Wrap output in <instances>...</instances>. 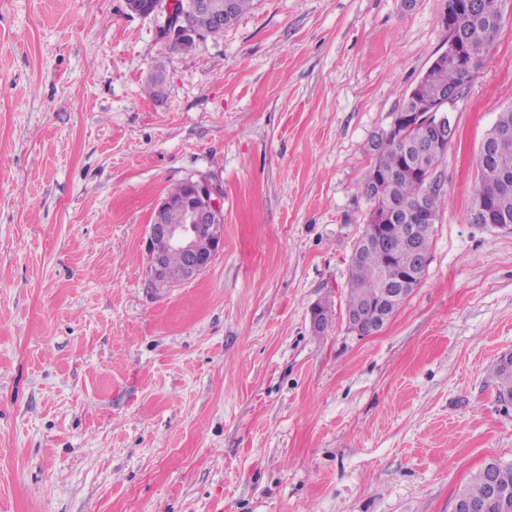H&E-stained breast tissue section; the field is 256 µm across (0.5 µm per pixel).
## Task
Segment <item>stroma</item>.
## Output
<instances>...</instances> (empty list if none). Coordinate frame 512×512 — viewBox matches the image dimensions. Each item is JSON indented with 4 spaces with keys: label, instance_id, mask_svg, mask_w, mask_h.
<instances>
[{
    "label": "stroma",
    "instance_id": "1",
    "mask_svg": "<svg viewBox=\"0 0 512 512\" xmlns=\"http://www.w3.org/2000/svg\"><path fill=\"white\" fill-rule=\"evenodd\" d=\"M446 6L254 0L181 51L123 0H0V512H452L512 461L488 377L512 232L467 219L512 0L452 114L423 282L382 332L346 321L372 143ZM189 179L224 189V250L157 290L147 224Z\"/></svg>",
    "mask_w": 512,
    "mask_h": 512
}]
</instances>
